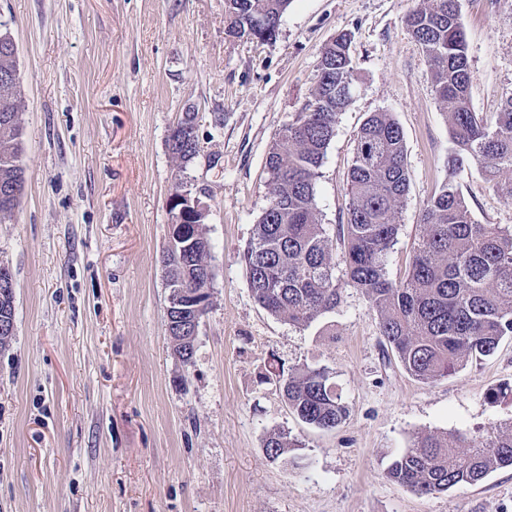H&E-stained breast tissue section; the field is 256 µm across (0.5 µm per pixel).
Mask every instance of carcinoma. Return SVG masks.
<instances>
[{
	"label": "carcinoma",
	"instance_id": "carcinoma-1",
	"mask_svg": "<svg viewBox=\"0 0 512 512\" xmlns=\"http://www.w3.org/2000/svg\"><path fill=\"white\" fill-rule=\"evenodd\" d=\"M290 0H226L233 26L259 14L266 27L254 32L276 39ZM431 66L438 97L448 105L451 151L448 167L461 172L477 164L493 191L512 204V94L499 111H472L471 73L458 0H430L407 16ZM351 40L338 35L324 50L320 78L311 99L278 133L266 159L269 205L244 248L248 288L269 314L308 327L342 301L336 278L333 238L346 255L347 284L361 290L379 319L380 335L414 379L430 384L493 355L512 336V226L479 224L451 183L427 201L421 234L403 277L387 276L399 209L408 192L402 130L388 112H375L359 129L347 179V223L337 236L318 216L315 181L336 133L340 112L351 103L334 93L340 84L356 88ZM17 55L0 42V219L10 217L25 189L23 128L18 104ZM198 113L183 112L168 136L180 168L200 154ZM186 246H168L163 258L168 300L179 290L195 291L214 278L205 224L192 222ZM14 286L0 285V320L14 317ZM195 312L170 311L173 335L192 334ZM276 383L288 407L304 423L331 431L350 409L327 371L305 363L272 364L260 376ZM303 443L281 430L264 440L271 463L288 461ZM512 466V425H491L478 435L433 432L417 437L396 456L387 477L421 496L476 485L492 472Z\"/></svg>",
	"mask_w": 512,
	"mask_h": 512
}]
</instances>
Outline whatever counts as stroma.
I'll return each instance as SVG.
<instances>
[{"label": "stroma", "mask_w": 512, "mask_h": 512, "mask_svg": "<svg viewBox=\"0 0 512 512\" xmlns=\"http://www.w3.org/2000/svg\"><path fill=\"white\" fill-rule=\"evenodd\" d=\"M426 0H291L275 40L231 33L224 0H0L18 47L25 190L0 221L16 334L0 349V512H512V468L420 496L392 459L434 431L512 421V337L425 385L387 357L361 291L299 329L253 298L240 260L269 204L266 158L301 111L318 62L353 38L357 90L315 181L322 223H345L357 132L392 113L409 189L388 256L403 276L426 200L453 181L473 219L511 224L477 167L448 169L447 105L406 24ZM472 111L512 95V0H459ZM201 153L167 139L185 104ZM223 113V127L213 124ZM207 188L211 307L194 362L170 354L163 254L177 186ZM324 367L350 408L333 431L300 421L259 375L268 361ZM303 443L268 462V432Z\"/></svg>", "instance_id": "1"}]
</instances>
